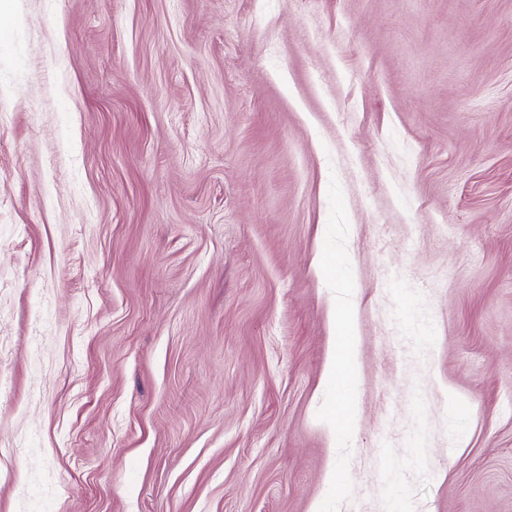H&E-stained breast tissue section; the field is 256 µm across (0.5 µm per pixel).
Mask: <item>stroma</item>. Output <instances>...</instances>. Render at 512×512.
<instances>
[{
  "label": "stroma",
  "mask_w": 512,
  "mask_h": 512,
  "mask_svg": "<svg viewBox=\"0 0 512 512\" xmlns=\"http://www.w3.org/2000/svg\"><path fill=\"white\" fill-rule=\"evenodd\" d=\"M1 110L0 512H512V0H0ZM342 316L340 320L339 334H346L347 341L339 344L337 347V359L332 362L330 370V379L332 384H336V394L342 393L349 396L348 404L345 406L336 400L332 404V413L336 414L339 409L345 418L346 424L351 426L355 417L354 409L350 401L355 393L356 384V343L352 331L353 323L350 318V311L347 308H340ZM345 411V412H344Z\"/></svg>",
  "instance_id": "1"
}]
</instances>
